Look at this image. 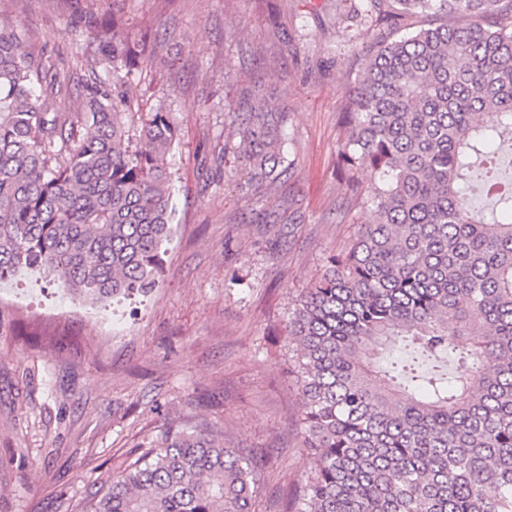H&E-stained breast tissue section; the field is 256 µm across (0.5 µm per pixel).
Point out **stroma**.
I'll list each match as a JSON object with an SVG mask.
<instances>
[{
  "label": "stroma",
  "mask_w": 512,
  "mask_h": 512,
  "mask_svg": "<svg viewBox=\"0 0 512 512\" xmlns=\"http://www.w3.org/2000/svg\"><path fill=\"white\" fill-rule=\"evenodd\" d=\"M80 9L116 13L167 62L160 79L139 71L130 106L165 99L178 128L177 222L147 295L64 308L45 274L5 283L31 307L0 301V512H80L169 423L260 453L255 512H282L304 472L288 312L372 219L336 169L359 71L349 39L372 32L348 19V0H8L28 56L73 80L54 95L57 112L75 111L80 84L105 73ZM258 95L288 114L272 199L249 183L230 130Z\"/></svg>",
  "instance_id": "stroma-1"
}]
</instances>
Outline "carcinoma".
<instances>
[{
  "label": "carcinoma",
  "instance_id": "carcinoma-1",
  "mask_svg": "<svg viewBox=\"0 0 512 512\" xmlns=\"http://www.w3.org/2000/svg\"><path fill=\"white\" fill-rule=\"evenodd\" d=\"M351 12L377 33L350 46L336 166L374 218L288 316L308 465L289 512H512V0ZM437 16L455 22L402 32ZM78 22L111 71L51 112L56 77L0 19V283L43 270L101 302L158 284L179 134L162 104L123 109L145 48L115 17ZM232 125L250 180L276 189L285 113L258 97ZM257 489L251 452L165 427L85 512H252Z\"/></svg>",
  "mask_w": 512,
  "mask_h": 512
}]
</instances>
